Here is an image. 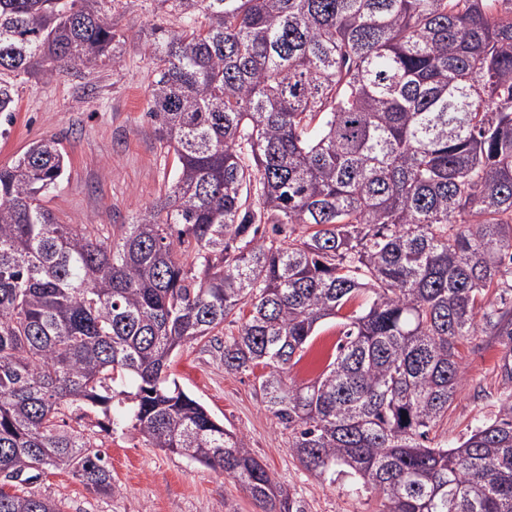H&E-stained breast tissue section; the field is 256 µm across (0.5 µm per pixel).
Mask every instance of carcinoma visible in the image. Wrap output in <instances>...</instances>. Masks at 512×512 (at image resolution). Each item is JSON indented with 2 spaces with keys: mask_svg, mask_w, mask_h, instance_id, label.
<instances>
[{
  "mask_svg": "<svg viewBox=\"0 0 512 512\" xmlns=\"http://www.w3.org/2000/svg\"><path fill=\"white\" fill-rule=\"evenodd\" d=\"M88 0H0V114L14 79L93 70L121 41ZM138 36L145 116L177 165L112 236L42 205L53 139L0 167V476L65 468L112 494L105 452L59 424L100 410L227 474L263 512H305L244 439L168 373L249 315L224 370L258 391L316 477L379 512H512V392L457 446L430 437L462 381L457 344L498 343L512 383V0H160ZM306 227L302 235L288 225ZM343 327L308 385L288 380ZM0 512H62L0 488ZM341 329L334 322L322 326L303 358L288 371V378L299 384L314 381L335 352Z\"/></svg>",
  "mask_w": 512,
  "mask_h": 512,
  "instance_id": "1",
  "label": "carcinoma"
}]
</instances>
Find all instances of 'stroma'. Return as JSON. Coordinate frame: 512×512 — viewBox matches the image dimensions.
Returning a JSON list of instances; mask_svg holds the SVG:
<instances>
[{"label":"stroma","mask_w":512,"mask_h":512,"mask_svg":"<svg viewBox=\"0 0 512 512\" xmlns=\"http://www.w3.org/2000/svg\"><path fill=\"white\" fill-rule=\"evenodd\" d=\"M101 11L126 40L122 54L107 66L68 70L49 81L36 75L18 77L15 112L0 135V166L11 164L32 142L55 137L69 166L47 194L45 207L59 223L108 229L131 223L173 177L174 157L161 148L145 117L151 66L136 37L153 25L171 28L176 21L160 0H107ZM236 330L228 322L216 337L181 347L169 367L172 376L225 428L244 437L252 454L306 512H378L376 494L347 482L319 481L305 470L288 447L287 430L256 393L254 375L225 371L219 343ZM340 337L335 323L322 326L303 358L290 368L289 378L300 384L314 381ZM460 352V390L435 431L437 440L451 445L493 415L504 392L498 345L474 336L461 344ZM102 419L98 412L82 418L73 412L64 422L106 453L111 495L94 493L62 469L45 471L25 487L11 482L0 487L53 498L62 512H261L231 477L151 447L129 431H105Z\"/></svg>","instance_id":"1"}]
</instances>
